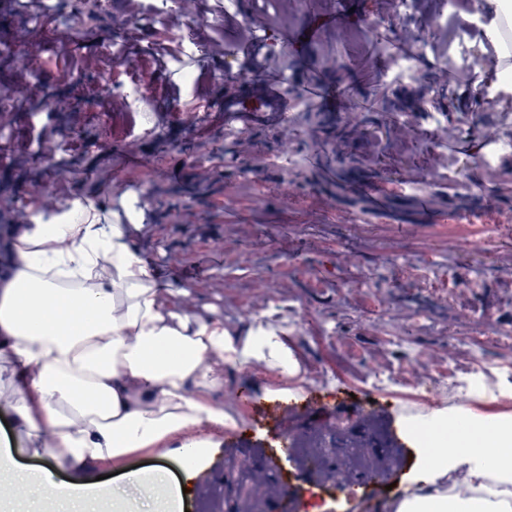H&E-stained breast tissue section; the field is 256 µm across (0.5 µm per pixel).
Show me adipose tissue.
Returning a JSON list of instances; mask_svg holds the SVG:
<instances>
[{
  "label": "adipose tissue",
  "instance_id": "obj_1",
  "mask_svg": "<svg viewBox=\"0 0 512 512\" xmlns=\"http://www.w3.org/2000/svg\"><path fill=\"white\" fill-rule=\"evenodd\" d=\"M94 210L84 195L58 213L30 209L0 275V356L22 395L15 422L31 440L52 437L48 466L6 475L18 489L8 504L28 512H100L90 484L55 485L58 466L83 473L174 441L192 475L213 445L207 430L236 425L217 400L228 369L276 376V396L301 371L281 324L260 314L234 330L213 310L187 312L135 249L132 225ZM456 413L460 433L440 441L386 512H512V419ZM128 482L165 491L146 512H175L184 498L162 467Z\"/></svg>",
  "mask_w": 512,
  "mask_h": 512
}]
</instances>
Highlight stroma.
I'll list each match as a JSON object with an SVG mask.
<instances>
[{"label": "stroma", "instance_id": "35a3bbf8", "mask_svg": "<svg viewBox=\"0 0 512 512\" xmlns=\"http://www.w3.org/2000/svg\"><path fill=\"white\" fill-rule=\"evenodd\" d=\"M477 6L240 0L228 12L224 0H192L191 16H204L211 35L204 61L189 56L176 26L145 30L155 55L138 60L136 75L151 135L123 128L110 96L96 94L85 111L73 84L76 57L55 45L26 63L28 74L52 78L60 98L38 120L28 118L36 98L16 95L18 74L0 65L8 104L0 135L15 136L0 157V226L91 191L102 217L122 223L125 197L144 194L134 240L178 304L214 307L231 329L258 314L289 327L314 410L257 423L238 395L258 387L260 369L228 370L219 401L237 425L214 432L186 512H224L228 465L241 472L255 456L280 470L269 498L292 493L298 512H384L385 485L341 502L333 481L302 466L337 415L385 435L389 452L369 464L400 482L424 461L404 425L414 397L440 387L435 410L453 411L465 396L447 394L452 376L469 383L486 375L512 392V153L488 169L476 164L489 139L512 135V94L499 92V61L484 35L490 19ZM315 9L322 22L281 51L278 37ZM420 39L432 58L411 88L395 61ZM453 67L460 79H449ZM228 68L242 80L212 81ZM258 70L280 76L288 111L240 113L237 135L226 136L225 102L244 99L246 77ZM316 81L332 95H308ZM483 87L488 97L479 96ZM432 112L440 115L433 146L422 139ZM461 114L471 126L458 124ZM32 139L45 159L31 157ZM51 165L60 168L53 178ZM461 208L479 211L481 223H453ZM479 238L481 256L472 250ZM488 320L502 335L484 329ZM380 375L390 379L382 389L372 385ZM19 398L0 401V444L12 448L15 468L32 470L42 457L8 425Z\"/></svg>", "mask_w": 512, "mask_h": 512}]
</instances>
